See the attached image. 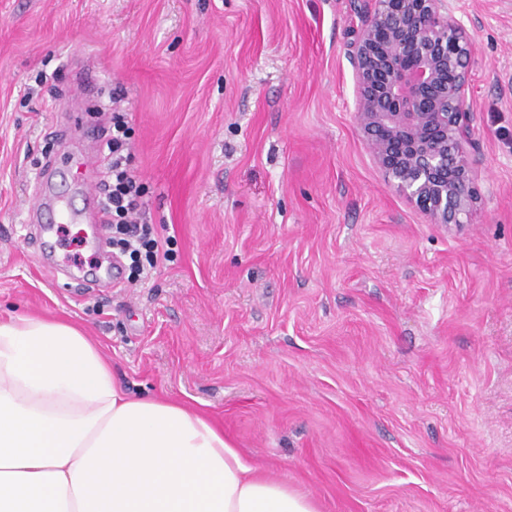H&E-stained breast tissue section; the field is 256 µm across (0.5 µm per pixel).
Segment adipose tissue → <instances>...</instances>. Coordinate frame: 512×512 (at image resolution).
Returning a JSON list of instances; mask_svg holds the SVG:
<instances>
[{"instance_id":"obj_1","label":"adipose tissue","mask_w":512,"mask_h":512,"mask_svg":"<svg viewBox=\"0 0 512 512\" xmlns=\"http://www.w3.org/2000/svg\"><path fill=\"white\" fill-rule=\"evenodd\" d=\"M0 512H318L198 409L134 397L59 319H0Z\"/></svg>"}]
</instances>
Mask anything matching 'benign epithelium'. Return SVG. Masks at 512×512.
<instances>
[{"label": "benign epithelium", "mask_w": 512, "mask_h": 512, "mask_svg": "<svg viewBox=\"0 0 512 512\" xmlns=\"http://www.w3.org/2000/svg\"><path fill=\"white\" fill-rule=\"evenodd\" d=\"M355 112L384 181L433 224H465L472 42L447 0H354Z\"/></svg>", "instance_id": "obj_1"}]
</instances>
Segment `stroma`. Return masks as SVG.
<instances>
[{
	"instance_id": "stroma-1",
	"label": "stroma",
	"mask_w": 512,
	"mask_h": 512,
	"mask_svg": "<svg viewBox=\"0 0 512 512\" xmlns=\"http://www.w3.org/2000/svg\"><path fill=\"white\" fill-rule=\"evenodd\" d=\"M473 42L467 224L391 191L355 114L352 0H0V318L80 326L132 395L202 410L319 512H512V0ZM117 91L174 261L80 294L25 222Z\"/></svg>"
}]
</instances>
